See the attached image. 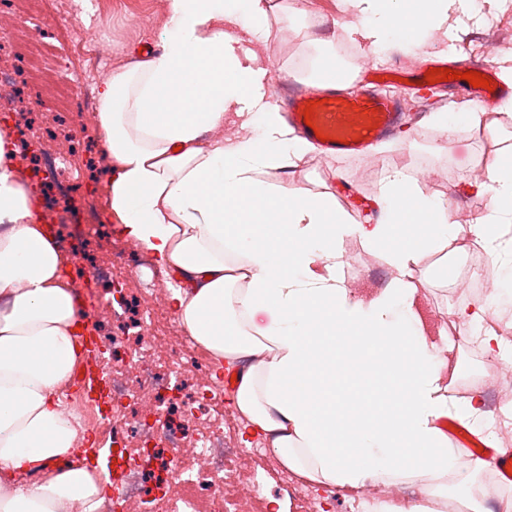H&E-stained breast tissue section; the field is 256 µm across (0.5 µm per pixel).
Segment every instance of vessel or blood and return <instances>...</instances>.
<instances>
[{
  "instance_id": "obj_1",
  "label": "vessel or blood",
  "mask_w": 512,
  "mask_h": 512,
  "mask_svg": "<svg viewBox=\"0 0 512 512\" xmlns=\"http://www.w3.org/2000/svg\"><path fill=\"white\" fill-rule=\"evenodd\" d=\"M480 73L491 79V89L473 87L463 83L467 97L491 101L512 96V85L498 79L493 67L481 65ZM313 99L312 94L293 86L288 92V123L303 136L314 142L318 152L327 157L353 160L367 159L372 146L391 138L402 124L405 113L393 97L380 96L371 92L345 95L341 91L327 93L326 101L317 105L312 121H305L304 111ZM455 448L462 454L478 453L491 462L499 472H506L512 466V451L491 447L473 435L459 422L445 420L441 423Z\"/></svg>"
}]
</instances>
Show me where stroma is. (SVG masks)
Returning <instances> with one entry per match:
<instances>
[{
    "label": "stroma",
    "instance_id": "1",
    "mask_svg": "<svg viewBox=\"0 0 512 512\" xmlns=\"http://www.w3.org/2000/svg\"><path fill=\"white\" fill-rule=\"evenodd\" d=\"M103 2L111 15L108 27L115 48L113 68L127 66L145 51L159 47L167 0ZM296 2L298 14L290 16L279 10L272 15L268 40L257 41L245 33L240 36L241 48L250 50L256 63L273 71L272 79L266 84L267 99L273 104L278 101L280 83L301 70L302 58H319L340 30L353 29L357 24L355 18L335 6L334 0ZM451 27L452 40L457 43L453 50L447 41L429 39L415 48L391 45L379 53L367 48L357 50V59L369 61L384 74L383 80L374 84V92L383 95L395 87L385 74L406 61L446 56L462 70L473 63H485L498 70L512 67V48L503 49L498 44L503 34H512V0L485 14L483 19L455 21ZM396 87L408 112L421 109L426 113L425 118L403 127L415 139L416 150L406 149L395 139L374 146L371 157L357 163L312 152L292 167L279 170L276 183L304 189L312 196L347 192V200L338 202V209L346 211L355 223L374 224L382 209L379 190L382 175L386 169L398 166L413 177L425 195L453 199L455 212L469 211L475 221H482L490 196L477 193L475 187L485 181L488 164L500 154L512 151V125L496 119L495 105L467 99L444 86L403 83ZM440 97L446 100V111L476 112L481 116L480 121L457 132L452 141H445L441 130L432 124L433 108L424 105L425 100ZM471 240L469 231L461 230L457 238L411 266L410 277L418 288L422 315L435 343L451 351L454 371L448 377L450 392L462 389L470 395L474 390H482L481 407L487 411L504 395L507 388L504 375L512 373V358L494 365L493 352L475 351L465 347L462 341L452 340L445 326L448 316L478 301L477 283L468 266L467 244ZM340 252L344 284L351 297L358 299L385 288L395 276L382 250L368 245L360 235L345 237ZM281 469V464L276 462L259 467L258 478L268 499L278 501L281 512H298L295 493L302 483L295 475L289 482H281Z\"/></svg>",
    "mask_w": 512,
    "mask_h": 512
}]
</instances>
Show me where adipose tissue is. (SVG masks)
Returning <instances> with one entry per match:
<instances>
[{"label":"adipose tissue","mask_w":512,"mask_h":512,"mask_svg":"<svg viewBox=\"0 0 512 512\" xmlns=\"http://www.w3.org/2000/svg\"><path fill=\"white\" fill-rule=\"evenodd\" d=\"M375 50L419 46L447 32L451 17L495 9L499 0H340ZM269 0H168L159 51L113 70L97 93L96 118L111 163L106 212L121 234L154 255L174 278L180 326L215 363L236 366L232 404L244 435L260 437L304 486L354 492L372 482L429 491L415 512H446L448 479L470 504L469 476L485 461H464L438 427L449 413L484 422L479 396L454 404L445 360L430 340L404 275L419 258L456 238L459 226L440 199L405 172L384 179L383 218L356 224L326 196L263 180L269 169L312 151L290 137L266 101L267 69L237 48L232 28L265 35ZM258 136L213 138L228 115ZM0 131V512H58L66 501L97 512L110 480L103 464L75 448L61 387L82 348L83 305L75 259L37 217L38 194L14 163ZM481 190L490 213L476 230L484 247L512 263V152L493 162ZM249 206L261 232L240 224ZM357 233L385 247L392 283L353 300L338 248ZM240 263L231 265L228 255ZM271 321L256 326L258 311ZM265 352L262 364L250 363ZM370 379L358 396L337 395V370Z\"/></svg>","instance_id":"adipose-tissue-1"}]
</instances>
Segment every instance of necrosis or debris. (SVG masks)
I'll return each mask as SVG.
<instances>
[{"mask_svg":"<svg viewBox=\"0 0 512 512\" xmlns=\"http://www.w3.org/2000/svg\"><path fill=\"white\" fill-rule=\"evenodd\" d=\"M43 0H12L0 8V36L16 32L12 55L27 66L35 93L50 90L59 108L82 117L93 149L92 84L107 80L114 46L109 35L76 42L71 55L84 62L74 72L70 57L52 53L42 31ZM80 148H45L36 144L28 178L41 184L40 217L51 224L63 246L105 227L104 212L88 211L72 197L80 183L73 163ZM148 252L127 257L117 251L95 265L91 317L109 313L123 326L103 339L99 364L106 372L105 396L89 399L63 388L72 423L113 446L112 493L97 512H265L263 488L256 479L262 453L237 447L224 422V389L213 381L214 363L198 357L190 340L160 349L154 329L165 312L147 304L164 293L158 278H144Z\"/></svg>","mask_w":512,"mask_h":512,"instance_id":"4bbe7bcc","label":"necrosis or debris"}]
</instances>
